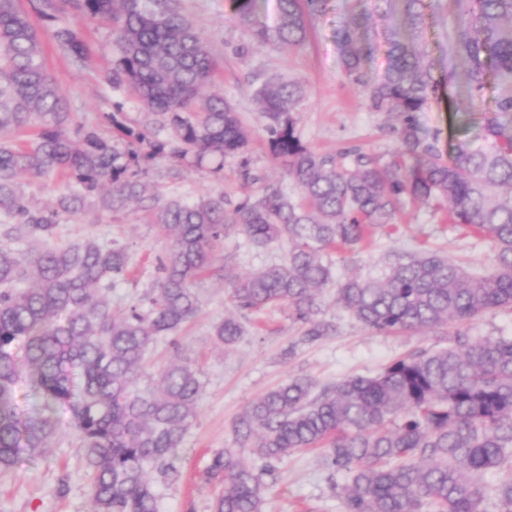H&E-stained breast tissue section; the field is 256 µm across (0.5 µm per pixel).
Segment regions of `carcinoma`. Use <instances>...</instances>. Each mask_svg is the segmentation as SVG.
<instances>
[{
  "instance_id": "cac0c4a2",
  "label": "carcinoma",
  "mask_w": 512,
  "mask_h": 512,
  "mask_svg": "<svg viewBox=\"0 0 512 512\" xmlns=\"http://www.w3.org/2000/svg\"><path fill=\"white\" fill-rule=\"evenodd\" d=\"M29 2L44 20L70 13L112 23V85L128 86L168 134L133 126L120 111L102 116L110 135L76 122L31 10L0 0V471L46 456L63 410L80 441L91 512H160L152 472L176 471L202 381L192 364L173 359L153 386L138 382L153 346L163 338L178 344L199 315L198 280H224L240 312L287 306L303 342L335 332L319 318L320 292L334 284L336 304L376 333L426 329L453 341L404 353L370 377L321 387L295 377L248 404L233 432L254 458L232 448L214 454L207 480L224 488L212 512H264L262 475L307 448L321 449L323 464L345 475L344 512H512V337L468 334L472 320L512 309V0H373L389 20L387 62L376 77L367 69L368 13L336 29L345 74L365 87L372 111L397 117L391 132L399 148L385 162L359 149H311L297 129L302 89L266 80L256 94L269 156L298 198L274 183L235 204L222 192L192 203L153 198L151 222L170 248L142 297L118 309L107 293L132 275L125 245L96 237L58 245V225L88 203L110 215L143 199L145 157L195 168L215 161V173L237 158L240 179L261 183L244 157L250 134L235 105L207 95L217 64L181 0ZM327 5L277 0L273 26L253 14L251 0H238L237 13L250 43L300 45ZM449 6L463 19L452 56L470 100L482 97L490 77L498 94L477 133L445 155L419 114L442 99L456 69L436 80L421 39L426 11ZM54 39L74 66L85 63L77 32L60 27ZM53 174L75 191L43 207L22 192L20 176ZM430 200L447 202L448 223L489 242L488 271L407 253L377 278L333 282L334 251L365 244L396 223L406 203ZM231 231L257 248L285 242L288 253L257 274L231 277L216 265ZM22 240L42 248L22 258L12 247ZM213 335L228 348L243 326L226 318ZM20 388L35 400L30 412L18 409ZM489 471L505 473L492 489L484 483Z\"/></svg>"
}]
</instances>
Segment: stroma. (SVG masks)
I'll return each mask as SVG.
<instances>
[{
  "mask_svg": "<svg viewBox=\"0 0 512 512\" xmlns=\"http://www.w3.org/2000/svg\"><path fill=\"white\" fill-rule=\"evenodd\" d=\"M183 7L219 63L212 93L236 106L251 134L247 157L255 173L279 183L283 190L291 188L283 170L267 154L264 120L255 96L256 89L272 77L300 84L303 98L298 129L311 148L322 153L360 148L376 155L397 149L390 132L394 118L371 111L363 87L348 79L339 62L336 30L361 11L360 0H329L327 12L311 19L308 37L298 46L276 40L250 44L234 0H183ZM36 26L57 87L79 121L97 125L101 113L118 106L131 124L150 122L145 106L132 90L113 87L109 79L115 57L111 24L65 14L54 22L37 21ZM59 26L72 28L85 41L88 54L83 67H74L56 46L52 34ZM460 27L461 20L452 10L426 21L422 46L435 76L443 75L448 65V36ZM243 44L248 47L244 53L239 50ZM493 95V89H486L481 102L470 103L464 82H457L430 111L421 113L420 120L437 131L441 152H448L473 136L481 111L491 106ZM142 166L152 195L191 202L203 193L221 192L237 202L249 192L237 175L238 162L234 159L226 160L223 171L216 175L164 158L143 161ZM146 207V202L138 201L110 216L89 206L76 219L63 221L58 227L64 242L97 236L116 239L127 247L137 274L113 288L112 303L117 307L144 291L157 275L158 257L170 246L150 223ZM444 210V204L434 201L407 207L396 225L378 230L370 248L334 255L338 278L375 277L396 254L425 249L480 271L486 269L491 257L489 242L444 223ZM287 250L284 243L257 248L232 232L224 238L221 256L229 272L245 276L280 261ZM224 289V281L203 279L199 316L182 332L178 345L160 341L145 366L143 382L150 385L157 372L178 355L199 368L203 383L197 416L175 461L177 473L157 483L162 512H210L214 485L207 482L206 469L216 451L235 447V420L248 403L269 390L298 376L323 384L353 375H373L400 354L440 342L439 336L428 330L402 335L376 333L337 306L336 290L329 287L324 289L320 305L322 318L336 327L333 335L313 343L301 342L299 327L288 310L274 308L237 314L244 334L234 347L227 348L213 336L214 325L233 314L225 303ZM63 478L68 481V491L62 495L57 487ZM263 480L269 488L266 512H343L336 487L343 484L344 477L330 474L322 466L320 451H302L282 459ZM87 484L79 442L69 432L54 443L47 457L0 473V512H89Z\"/></svg>",
  "mask_w": 512,
  "mask_h": 512,
  "instance_id": "1",
  "label": "stroma"
}]
</instances>
